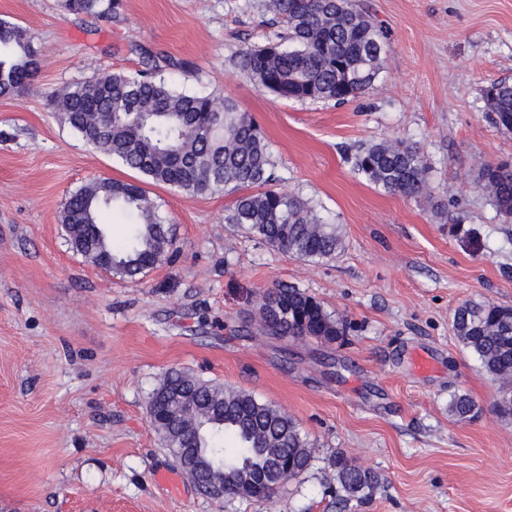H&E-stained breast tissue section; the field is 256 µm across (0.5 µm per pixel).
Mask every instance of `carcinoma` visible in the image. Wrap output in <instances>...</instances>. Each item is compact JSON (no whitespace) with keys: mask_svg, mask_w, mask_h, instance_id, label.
<instances>
[{"mask_svg":"<svg viewBox=\"0 0 512 512\" xmlns=\"http://www.w3.org/2000/svg\"><path fill=\"white\" fill-rule=\"evenodd\" d=\"M287 28L288 46L268 43L239 55V65L264 91L281 98L343 103L377 78L385 61V34L359 0H269ZM73 13L107 17L120 0H62ZM144 68L132 77L101 73L66 86L56 106L71 128L103 153L119 159L154 183L189 197L218 191L237 194L225 220L299 260L331 259L344 245L340 225L328 220L311 201L269 188L247 193L274 180L268 143L254 118L229 97L200 96L174 88L158 76L152 54L142 52ZM40 53L16 24L0 20V97L25 90L35 78ZM491 120L512 132V83L494 82L485 92ZM353 169L375 188L409 199L430 193L428 159L414 145L381 140L359 146ZM475 188L504 217H512V166L487 163ZM124 209L130 229L116 241L99 222L113 205ZM61 222L74 251L95 266L133 279L170 258L174 237L159 206L136 183L99 180L65 200ZM268 336L314 340L333 345L345 340L347 323L299 288L281 286L263 294L259 308ZM459 342L480 361L499 386L500 412L512 414V306L466 300L453 312ZM157 394H174L153 423L165 445L184 430L214 461L224 477V493L204 485L203 492L250 499L245 482L273 466L279 483L296 479L311 466L314 449L295 421L280 409L245 391L203 381L171 370ZM475 410L473 399L454 393L448 414L458 420ZM336 496L345 508L371 497L379 475L338 452Z\"/></svg>","mask_w":512,"mask_h":512,"instance_id":"carcinoma-1","label":"carcinoma"}]
</instances>
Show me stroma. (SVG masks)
<instances>
[{
    "mask_svg": "<svg viewBox=\"0 0 512 512\" xmlns=\"http://www.w3.org/2000/svg\"><path fill=\"white\" fill-rule=\"evenodd\" d=\"M387 29L385 63L345 103L261 90L238 55L286 28L267 0H121L116 17L61 0H0L40 49L22 93L0 97V512H512V417L450 315L462 301L512 306V223L475 187L512 162L485 90L512 81V0H363ZM169 83L229 96L262 129L274 188L340 224L344 247L310 263L224 216L234 197H189L87 145L50 106L95 72L137 74L141 50ZM397 139L432 165L428 198L389 195L350 161ZM139 184L173 226L175 261L137 280L89 264L59 220L69 193ZM288 285L347 320L344 345L249 335L264 291ZM286 412L315 450L266 499L211 498L150 425L171 370ZM479 407L448 414L452 393ZM341 452L377 471L365 504L338 510ZM175 475L169 490L158 473Z\"/></svg>",
    "mask_w": 512,
    "mask_h": 512,
    "instance_id": "1",
    "label": "stroma"
}]
</instances>
